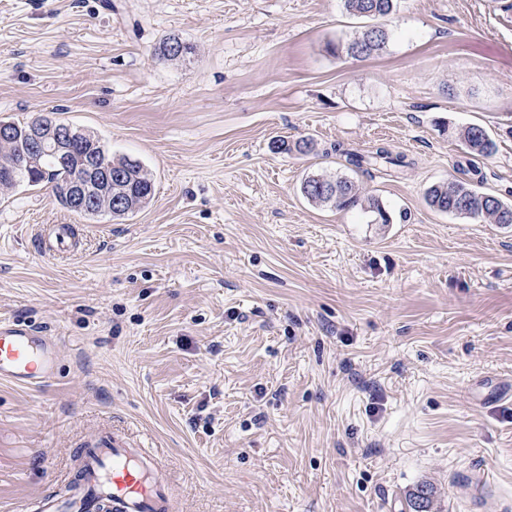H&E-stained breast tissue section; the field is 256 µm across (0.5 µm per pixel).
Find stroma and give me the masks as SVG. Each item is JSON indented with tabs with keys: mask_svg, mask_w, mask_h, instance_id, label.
<instances>
[{
	"mask_svg": "<svg viewBox=\"0 0 512 512\" xmlns=\"http://www.w3.org/2000/svg\"><path fill=\"white\" fill-rule=\"evenodd\" d=\"M383 25L356 59L331 51L364 26L343 0H0V120L54 113L154 181L115 220L0 193V320L62 350L43 389L0 382V512H38L112 432L178 512H410L423 483L432 512H512V227L426 202L458 179L512 202V0H397ZM171 36L191 51L161 60ZM380 146L408 168L342 155ZM312 174L389 223L308 202ZM55 224L77 247L41 255ZM458 139L471 155L488 156L495 149V143L488 132L479 126H467L458 133ZM323 185H335V193H324L321 191ZM302 195L315 205H326L338 209H347L360 205L366 212L375 215V219L380 218L381 224L389 223V214L383 208L378 199H362L354 183L342 177L335 179L325 178L323 176L312 175L304 179L300 187Z\"/></svg>",
	"mask_w": 512,
	"mask_h": 512,
	"instance_id": "obj_1",
	"label": "stroma"
}]
</instances>
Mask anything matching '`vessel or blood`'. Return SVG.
<instances>
[{
    "instance_id": "1",
    "label": "vessel or blood",
    "mask_w": 512,
    "mask_h": 512,
    "mask_svg": "<svg viewBox=\"0 0 512 512\" xmlns=\"http://www.w3.org/2000/svg\"><path fill=\"white\" fill-rule=\"evenodd\" d=\"M38 252L72 249L68 225L41 232ZM61 348L54 337L29 325L0 321V381L26 388L57 376ZM41 512H175L167 482L149 449L133 447L122 433L97 436L81 450V475L63 499L47 496Z\"/></svg>"
}]
</instances>
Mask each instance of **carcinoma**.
I'll return each instance as SVG.
<instances>
[{
	"instance_id": "1",
	"label": "carcinoma",
	"mask_w": 512,
	"mask_h": 512,
	"mask_svg": "<svg viewBox=\"0 0 512 512\" xmlns=\"http://www.w3.org/2000/svg\"><path fill=\"white\" fill-rule=\"evenodd\" d=\"M345 10L357 17L378 20L390 15L395 8V0H344ZM388 38L386 29L372 26L347 46L348 55L365 58L380 50ZM458 139L471 155L488 156L495 149V143L488 132L479 126H467L458 133ZM26 150V142L16 133L0 136V162L20 157ZM95 154L112 164V173L125 176L123 182H112V194L124 199L123 210L115 209L116 202L98 191L95 185L87 189L93 209L86 210L60 194H55L58 202L69 212L82 217L109 216L123 218L145 207L154 193L150 172L136 160L124 156H114L112 151L98 137L93 143L81 145L71 157L69 166H61L55 157L45 155L37 169H16L7 171L0 168V191H8L22 184L30 187L46 185L56 189L70 180H83L86 176L84 162L87 155ZM350 165L360 169L365 165L382 163L391 168H405L410 165L406 156L392 154L384 147L363 155L357 152L346 153ZM302 195L315 205H326L338 209L361 206L379 218L381 223H389V214L375 198H361L354 183L342 177L335 179L312 175L304 179L300 187ZM429 205L442 213L463 216L473 220L489 221L504 227L512 226V204L500 198L477 191L466 182H451L436 185L427 193ZM432 488L426 484L417 487L410 496L412 512H430Z\"/></svg>"
}]
</instances>
